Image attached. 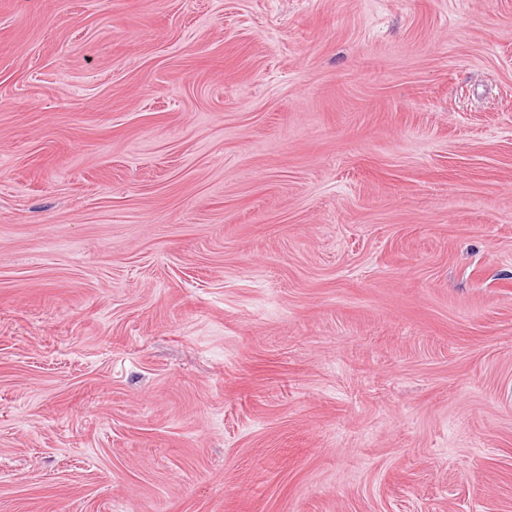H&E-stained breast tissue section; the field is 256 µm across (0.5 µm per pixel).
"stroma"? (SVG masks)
<instances>
[{
    "label": "stroma",
    "instance_id": "obj_1",
    "mask_svg": "<svg viewBox=\"0 0 512 512\" xmlns=\"http://www.w3.org/2000/svg\"><path fill=\"white\" fill-rule=\"evenodd\" d=\"M0 512H512V0H0Z\"/></svg>",
    "mask_w": 512,
    "mask_h": 512
}]
</instances>
